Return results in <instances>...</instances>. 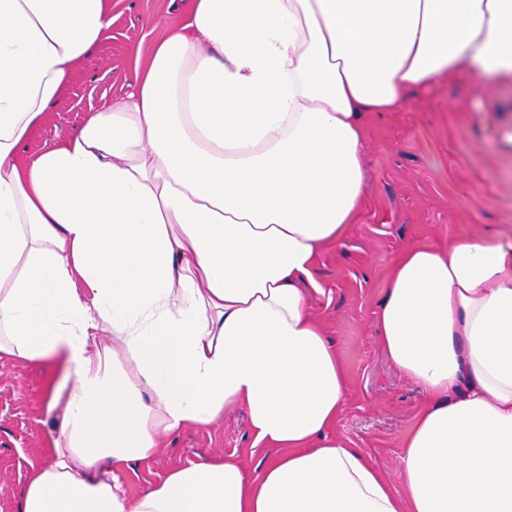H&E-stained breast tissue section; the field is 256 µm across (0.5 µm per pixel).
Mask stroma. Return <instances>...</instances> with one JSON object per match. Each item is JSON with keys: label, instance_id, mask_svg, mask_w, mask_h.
Segmentation results:
<instances>
[{"label": "stroma", "instance_id": "35a3bbf8", "mask_svg": "<svg viewBox=\"0 0 512 512\" xmlns=\"http://www.w3.org/2000/svg\"><path fill=\"white\" fill-rule=\"evenodd\" d=\"M186 0H119L112 36L71 76L44 123L22 147L34 156L57 147L90 108L126 91L136 56L156 35L148 17L178 20ZM366 195L342 240L323 251L314 273L323 287L311 308L325 323L348 380L332 432L360 448L395 490H402L401 441L423 403L419 386L385 357L378 336L380 303L391 266L406 247L512 229V80L483 89L463 75L414 88L400 112L366 115ZM55 364L0 362V512H18L30 465L52 444L58 413L45 395L58 379ZM215 453L240 458L256 476L266 449L253 445L243 410L214 427L176 436L166 453L126 468L132 491L171 468Z\"/></svg>", "mask_w": 512, "mask_h": 512}]
</instances>
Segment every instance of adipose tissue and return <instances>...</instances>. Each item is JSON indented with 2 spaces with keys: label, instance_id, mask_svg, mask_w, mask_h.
Listing matches in <instances>:
<instances>
[{
  "label": "adipose tissue",
  "instance_id": "obj_1",
  "mask_svg": "<svg viewBox=\"0 0 512 512\" xmlns=\"http://www.w3.org/2000/svg\"><path fill=\"white\" fill-rule=\"evenodd\" d=\"M128 92L22 144L112 0H0V360L56 362L61 418L20 512H512V234L413 245L382 349L426 401L403 495L332 439L343 366L309 292L365 194V115L464 72L512 77V0H191ZM244 409L272 456L124 468Z\"/></svg>",
  "mask_w": 512,
  "mask_h": 512
}]
</instances>
